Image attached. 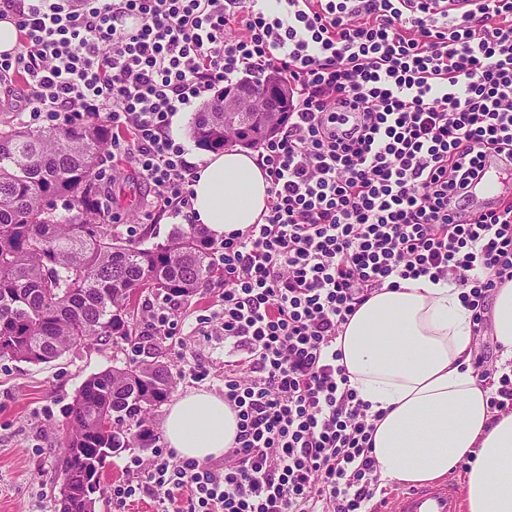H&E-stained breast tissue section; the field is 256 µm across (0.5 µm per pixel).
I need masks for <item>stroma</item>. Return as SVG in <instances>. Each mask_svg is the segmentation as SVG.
I'll list each match as a JSON object with an SVG mask.
<instances>
[{
    "mask_svg": "<svg viewBox=\"0 0 512 512\" xmlns=\"http://www.w3.org/2000/svg\"><path fill=\"white\" fill-rule=\"evenodd\" d=\"M111 173L114 180L105 189L116 197L119 231L164 240L176 221L153 210L149 185L120 159ZM214 299V291L205 289L186 297L177 334L167 340L143 336L120 350L109 343L85 345L39 365L0 358V512H56L55 461L64 451L65 412L90 375L133 359H157L171 371V400L200 391L223 395L224 339L202 335L196 322ZM195 356L209 362L207 380L189 378Z\"/></svg>",
    "mask_w": 512,
    "mask_h": 512,
    "instance_id": "obj_1",
    "label": "stroma"
}]
</instances>
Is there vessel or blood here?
I'll use <instances>...</instances> for the list:
<instances>
[{
  "instance_id": "1",
  "label": "vessel or blood",
  "mask_w": 512,
  "mask_h": 512,
  "mask_svg": "<svg viewBox=\"0 0 512 512\" xmlns=\"http://www.w3.org/2000/svg\"><path fill=\"white\" fill-rule=\"evenodd\" d=\"M472 195L478 202L502 208L512 204V191L504 188L502 170L492 162L485 164ZM373 512H466V503L460 484L448 478L396 490L380 499Z\"/></svg>"
}]
</instances>
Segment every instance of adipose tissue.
I'll return each instance as SVG.
<instances>
[{"mask_svg": "<svg viewBox=\"0 0 512 512\" xmlns=\"http://www.w3.org/2000/svg\"><path fill=\"white\" fill-rule=\"evenodd\" d=\"M269 183L256 154H209L193 189V217L221 237L263 223ZM336 346L349 384L374 413L380 481L420 483L467 464L469 512H512V413L492 417L490 390L472 367V312L458 288L429 277L375 291ZM237 419L223 399L188 394L167 410L164 433L184 458L221 455Z\"/></svg>", "mask_w": 512, "mask_h": 512, "instance_id": "1", "label": "adipose tissue"}]
</instances>
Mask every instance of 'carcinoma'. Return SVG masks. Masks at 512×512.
Segmentation results:
<instances>
[{
    "label": "carcinoma",
    "instance_id": "carcinoma-1",
    "mask_svg": "<svg viewBox=\"0 0 512 512\" xmlns=\"http://www.w3.org/2000/svg\"><path fill=\"white\" fill-rule=\"evenodd\" d=\"M196 145L224 149L214 93L190 127ZM111 131L0 128V357L47 363L88 342L131 341L132 306L145 290L189 295L212 283V238L202 224L176 226L149 247L112 223L100 161ZM160 361L91 375L69 406L59 458L58 512H95L111 448H150L149 414L171 394Z\"/></svg>",
    "mask_w": 512,
    "mask_h": 512
}]
</instances>
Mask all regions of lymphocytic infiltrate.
<instances>
[{"label":"lymphocytic infiltrate","mask_w":512,"mask_h":512,"mask_svg":"<svg viewBox=\"0 0 512 512\" xmlns=\"http://www.w3.org/2000/svg\"><path fill=\"white\" fill-rule=\"evenodd\" d=\"M0 0L22 47L29 126L94 118L103 162L127 158L152 206L193 221L197 165L174 117L240 73H277L293 99L261 143L264 223L224 238L204 324L224 338L237 432L221 460L130 456L105 494L156 512H364L378 489L369 406L336 341L373 290L446 280L490 334L489 298L512 281V207L470 217L487 156L512 171V0ZM493 416L512 374L473 363Z\"/></svg>","instance_id":"f902f5d3"}]
</instances>
